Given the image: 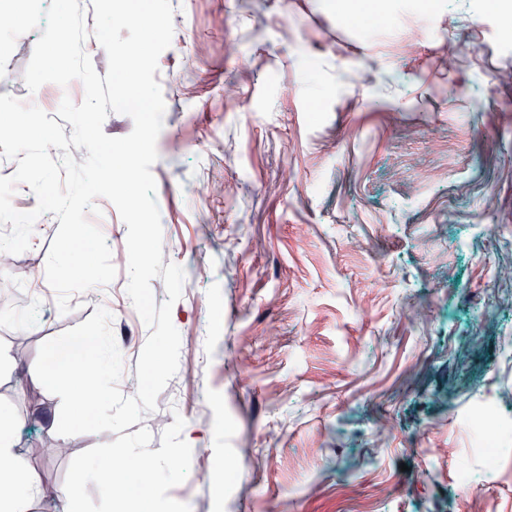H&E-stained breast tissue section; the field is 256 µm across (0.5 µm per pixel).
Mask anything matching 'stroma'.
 <instances>
[{
  "label": "stroma",
  "instance_id": "stroma-1",
  "mask_svg": "<svg viewBox=\"0 0 512 512\" xmlns=\"http://www.w3.org/2000/svg\"><path fill=\"white\" fill-rule=\"evenodd\" d=\"M332 2L171 0L151 171L193 381L174 375L121 433L61 439L60 399L33 382L43 342L106 308L121 379L137 376L150 330L126 303L127 227L97 199L116 277L65 314L45 275L54 214L0 265V410L45 484L83 474L78 512H110L92 473L108 457L130 461L126 512L183 497L194 512H512V477L468 424L487 404L512 423V281L497 276L512 264V28L494 0L413 17ZM40 35L18 38L0 95L40 107L54 92L23 80ZM227 181L230 203L214 191ZM46 439L68 454L39 455ZM198 448L234 464L223 488L198 482ZM177 455L178 476L140 483L133 459Z\"/></svg>",
  "mask_w": 512,
  "mask_h": 512
}]
</instances>
